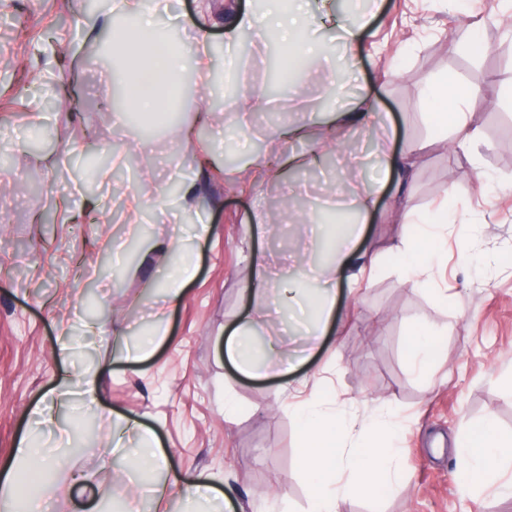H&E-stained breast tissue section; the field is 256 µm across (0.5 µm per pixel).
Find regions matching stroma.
<instances>
[{
    "mask_svg": "<svg viewBox=\"0 0 512 512\" xmlns=\"http://www.w3.org/2000/svg\"><path fill=\"white\" fill-rule=\"evenodd\" d=\"M213 2L163 0L162 23L181 45L205 39L228 87L265 86L267 46L248 33L227 45ZM111 5L0 0V465L26 436L87 475L73 498L43 502L41 512L89 502L127 512L143 488L176 474L226 497L225 512H307L295 409L316 399L358 424L381 407L400 427L399 489L354 493L337 512H512V498L494 486L461 490L451 446L487 418L512 437V10L502 0H385L359 45H336L329 59L293 70L247 122L192 98L184 125L200 111L209 121L186 140L164 125L130 136L129 114L114 111L113 59L85 25ZM467 26L480 46L469 57L452 47ZM475 70L485 79L471 116L477 138L460 147L435 125L427 91ZM339 111L380 120L348 125ZM289 127L303 138L284 143ZM88 149L141 164L124 184L92 180L82 163ZM285 150L296 163L276 179L246 163ZM384 155L408 159L411 207L448 214L444 261L425 274L432 290L404 282L388 255L422 227L403 226L393 212L395 185L378 167ZM365 185L379 207L357 248L363 272L356 285L341 278L320 350L288 376L242 377L224 341L237 318L268 310L267 296L245 292L253 265L273 260L285 273L322 266L293 207L327 224L330 214L317 211L327 193ZM133 195L143 201L136 211ZM105 208L114 222L87 219ZM201 222L212 227L203 240ZM186 254L196 276L182 303L155 318L151 306ZM437 288L447 301L435 298ZM92 322L105 335L88 333ZM421 323L447 330L424 372L405 344ZM114 328L129 346L156 333L160 344L144 359H118ZM88 363L104 369L95 401L72 396L65 433L36 426L61 380ZM228 396L238 405L229 420ZM130 419L155 434L168 470L129 477L139 443L117 442L116 432Z\"/></svg>",
    "mask_w": 512,
    "mask_h": 512,
    "instance_id": "stroma-1",
    "label": "stroma"
}]
</instances>
